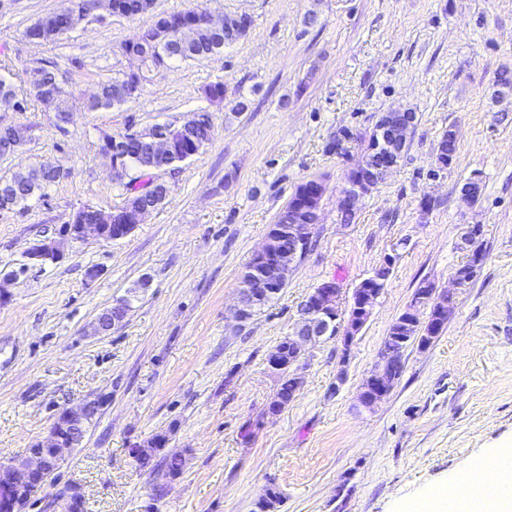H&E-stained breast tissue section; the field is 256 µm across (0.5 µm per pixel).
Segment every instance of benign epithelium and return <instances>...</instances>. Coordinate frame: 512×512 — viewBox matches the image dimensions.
I'll return each instance as SVG.
<instances>
[{
	"instance_id": "1",
	"label": "benign epithelium",
	"mask_w": 512,
	"mask_h": 512,
	"mask_svg": "<svg viewBox=\"0 0 512 512\" xmlns=\"http://www.w3.org/2000/svg\"><path fill=\"white\" fill-rule=\"evenodd\" d=\"M415 119L408 112H397L388 118L379 130V141L375 149L381 150V157L358 181L348 182L343 191L341 210L352 213L356 205L367 194L371 182L386 176L398 166L399 147L408 139ZM101 157L108 162L112 178L121 181L128 176V169L119 158L112 156L109 147L100 149ZM148 211L142 207L130 209L117 218L119 224L110 229L104 224L63 225L59 238L44 239L31 243L25 250L26 265L21 272L43 268L49 263H57L63 258L61 242H83L91 237L104 240H120L127 237L134 228L144 221ZM319 216L316 211H303L301 208L290 210L288 224L267 231L261 246L253 254V262L247 273L241 277V286L234 317L242 323L250 319V311L276 292L280 279L271 274L295 265L304 257L305 251L313 245V236ZM482 226L471 224L463 235L460 249L467 252L466 266L449 278L450 287L439 289L428 282L416 292L406 308L408 318L415 326L424 319V309L433 305L430 313L435 328L441 329L448 322V299L456 297L459 290L468 287L474 278L471 273L479 272L483 255L476 253L481 247ZM393 266V258H387L376 267L368 277L370 287L361 295L359 310L368 318L375 300L387 285ZM342 291L334 281L325 282L318 288L307 303L301 306L300 323L296 330L285 337L288 346L298 356L294 377L296 389L304 384V371L307 367V347L317 343L322 337L342 336L344 347H349L362 326L355 325L347 318L346 325L340 320L342 310ZM127 303L119 300L112 310L103 313L96 322V331L105 333L121 322ZM407 340L389 338L378 353V360L360 386L358 401L365 409L380 404L392 391L403 369V356ZM99 402L87 401L74 408L60 409L49 429L47 436L35 449L22 460H10L0 463V512H9L15 508L21 490L35 486L42 488L48 477L65 461L66 454L78 446L83 428L99 411Z\"/></svg>"
}]
</instances>
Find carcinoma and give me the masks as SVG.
<instances>
[{"label": "carcinoma", "instance_id": "1", "mask_svg": "<svg viewBox=\"0 0 512 512\" xmlns=\"http://www.w3.org/2000/svg\"><path fill=\"white\" fill-rule=\"evenodd\" d=\"M153 2L154 0H112V10L123 17L140 18L151 12ZM90 8V0H73L69 24L62 23L49 13L39 17L26 28L25 38L36 44L54 42L69 30L77 28ZM160 19L171 23L173 36L178 38L183 46V60L209 58L220 53L224 45L241 38L234 15L222 16L220 29L217 30L208 21L207 11L202 9L164 13L155 16V21L147 26L146 32L155 34ZM132 48L139 55V61L145 69L149 70L163 64L161 56L166 46L158 44V40L145 39L133 44ZM145 81L146 76L142 73L119 72L112 79L100 84L96 96L84 101L83 109L86 112H99L119 106L141 92ZM31 85L34 96L44 111L59 114L74 110L72 94L67 88L65 76L59 69L45 66L34 69ZM224 92V83L221 81L210 82L201 88L203 97L211 104L224 102ZM168 127L170 132L176 133L188 144L197 143L203 146L213 137V114L206 108H200L189 113L183 123H170ZM15 128L14 124L0 126V156L14 152L17 147V141L13 136ZM163 130L162 125L155 124L133 136L121 133L114 136L107 132L101 134V138L111 142L115 147L114 155L122 157V161L131 172L128 182L123 184L126 203L139 204L150 211L164 204L168 194L157 192L147 175L153 170H165L191 158L189 153L183 156H164L157 153L156 137L163 135ZM375 145L376 132L373 131L368 136V153L362 156L361 164L348 172V176L357 178L362 175L365 164L373 160L372 149ZM439 148V162L446 168L453 162L456 145L448 143V134L445 133L440 138ZM68 176L67 168L47 161L25 172H19L8 180H0V210L22 205L34 193ZM71 219L79 224L103 222L100 209L93 206L74 212Z\"/></svg>", "mask_w": 512, "mask_h": 512}]
</instances>
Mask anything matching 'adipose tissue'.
Listing matches in <instances>:
<instances>
[{"label": "adipose tissue", "instance_id": "obj_1", "mask_svg": "<svg viewBox=\"0 0 512 512\" xmlns=\"http://www.w3.org/2000/svg\"><path fill=\"white\" fill-rule=\"evenodd\" d=\"M398 512H512V448L482 454L480 463L404 501Z\"/></svg>", "mask_w": 512, "mask_h": 512}]
</instances>
